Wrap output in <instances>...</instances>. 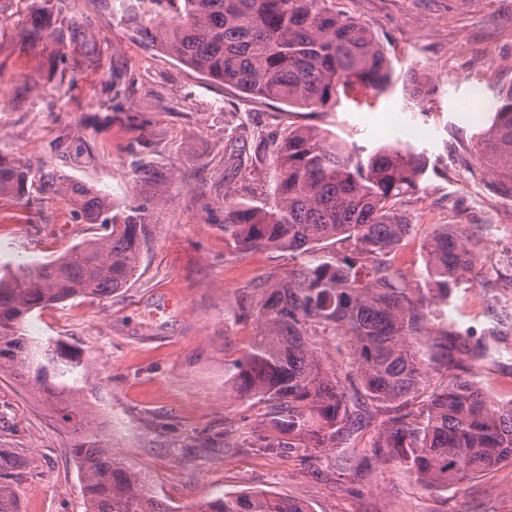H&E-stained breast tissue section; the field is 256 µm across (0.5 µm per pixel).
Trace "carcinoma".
<instances>
[{"label":"carcinoma","mask_w":512,"mask_h":512,"mask_svg":"<svg viewBox=\"0 0 512 512\" xmlns=\"http://www.w3.org/2000/svg\"><path fill=\"white\" fill-rule=\"evenodd\" d=\"M153 26L137 32L209 80L263 100L327 112L357 88L378 96L392 85L384 48L336 0H150ZM50 19L18 23L29 43L49 38ZM74 58L94 56L72 22ZM474 148L492 185L512 202V85L490 107ZM273 157L272 194L224 208V240L239 251L287 252L299 266L254 286L257 324L249 351L228 367V389L265 405L271 433L261 448H344L374 414L385 416L369 447L434 487L512 463V400L495 402L469 375L467 361L487 350L483 337L444 327L441 307L471 271L474 244L455 224H439L423 243L430 288L407 287L395 267L413 230L404 203L427 172L421 152L395 141L367 156L329 131L300 127L259 136ZM134 178L159 187L173 176L142 160ZM65 195L74 216L104 230L64 255L0 276V373L33 388L62 422L90 512H168L140 472L112 453L79 409L85 365L79 351L24 333L30 314L79 297L108 298L136 275L152 235L144 205H117L60 170H34L0 156V195L25 203L30 193ZM350 247L336 259L331 247ZM326 336L348 341L354 367L344 377L315 348ZM15 487L0 482V512H14ZM195 512H310L267 493L209 499Z\"/></svg>","instance_id":"carcinoma-1"}]
</instances>
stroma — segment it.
<instances>
[{"label": "stroma", "instance_id": "35a3bbf8", "mask_svg": "<svg viewBox=\"0 0 512 512\" xmlns=\"http://www.w3.org/2000/svg\"><path fill=\"white\" fill-rule=\"evenodd\" d=\"M130 0H0V156L56 168L125 204L140 202L133 179L140 130L121 115L97 121L112 105L137 113L152 132L150 159L174 176L152 211L153 235L126 287L108 298H76L34 312L29 336L76 347L86 365L81 409L101 424L112 449L148 479L169 512L240 491L291 498L313 512H512V465L429 487L401 467L377 460L369 424L355 447L309 456L302 448L264 450L246 440L267 434L261 405L227 397L228 364L254 335L253 318L237 316L256 282L287 276L298 259L224 242V206L267 197L271 159L230 169L228 153L242 132L285 134L311 126L372 150L407 114L412 146L427 157L420 190L407 203L415 226L396 257L408 287L424 285L423 242L439 224L458 225L480 254L472 286L444 309L460 332L491 338L472 363L476 381L497 402L512 399V203L500 198L472 155L488 115L469 102L492 101L512 85V0H336L366 25L393 58L392 89L372 106L345 99L312 112L253 100L213 83L127 26ZM43 12L49 39L31 47L16 21ZM85 23L94 61L74 64L72 18ZM430 90L424 108L405 99L409 72ZM63 141L65 154L52 146ZM76 221L60 196L29 204L0 196V267L58 257L97 236ZM71 434L32 391L0 374V481L22 473L18 512H85L71 456Z\"/></svg>", "mask_w": 512, "mask_h": 512}]
</instances>
